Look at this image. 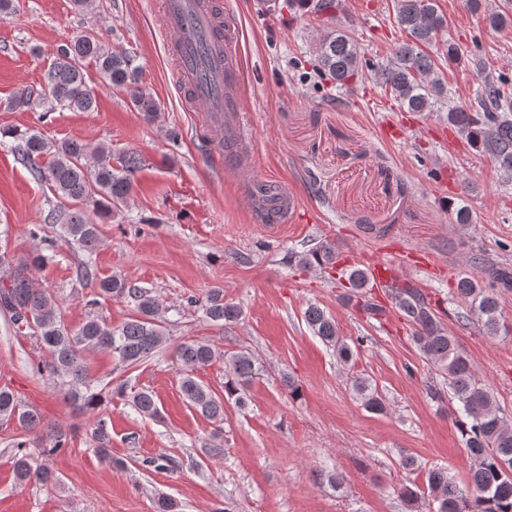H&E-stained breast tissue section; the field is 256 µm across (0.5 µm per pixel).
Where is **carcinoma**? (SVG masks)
Listing matches in <instances>:
<instances>
[{"mask_svg": "<svg viewBox=\"0 0 512 512\" xmlns=\"http://www.w3.org/2000/svg\"><path fill=\"white\" fill-rule=\"evenodd\" d=\"M291 2L322 15H330L339 7V0ZM466 4L473 13L482 15L483 22L493 30L512 25V14L506 10L491 9L483 0H466ZM394 10L397 24L407 32L408 41L395 47L386 64L372 70L348 30L331 27L313 48L316 70L341 89L372 70L375 80L391 91V97L400 107L409 112H432L447 98V87L438 63L422 46L437 40L445 24L444 15L436 0H394ZM87 60L95 63L109 85L132 88L134 109L145 119H154L159 104L151 93L137 86L138 67L133 57L110 47L93 31L56 48L44 82L35 92L36 98L49 104L48 111L95 109L96 94L83 71V62ZM448 124L499 165L505 182H512V97L506 95L501 82L484 75L477 109L448 107ZM7 137L17 141L16 152L34 179L50 184L59 198L93 206L105 222L112 218V212L126 204L134 176L142 164L134 151L116 157L104 146L91 147L75 139L51 141L26 129H1L0 139ZM50 218L60 224L63 236L87 253L99 247L100 227L89 221L83 210L53 212ZM336 260V246L326 242L300 257L299 262L325 269ZM473 263L487 273L489 285H482L475 275H465L457 280L454 296L465 305L466 316L475 318L487 335L496 337L500 332L498 296L512 290V267H487L479 256L473 258ZM26 270L25 264L0 265V313L17 332H28L47 352L48 359L37 366V372L60 380L67 386L68 397L85 410H98L102 395L81 363L82 353L106 351L127 366L146 360L165 343L158 299L121 277L103 278L98 281L97 299L90 305H98L100 298H129L134 303L135 314L116 327L92 315L79 329L71 331L63 323L58 300L47 289L35 287ZM391 295L395 306L404 314H409L410 307L418 311L412 319L414 340L425 359L448 380L452 398L461 405L462 419L458 427L473 462L469 481L462 487L448 476V469L442 466L428 469L425 485L429 512H512V422L501 413L490 389L476 378L468 358L421 294L406 284L391 289ZM188 303L199 305L214 323L232 324L242 317L238 305L224 301L220 288L211 289L202 299L192 296ZM304 321L339 361L345 364L352 361V347L339 336L336 321L324 309L316 304L308 305ZM215 357V349L205 341L181 343L175 349V358L184 369L181 390L186 400L195 411L221 423L224 399L192 376L196 368L211 363ZM263 372L264 366L248 352L225 357V393L236 397V403H244L243 394ZM352 390L366 411L386 412L385 401L369 378L353 377ZM132 403L145 417L159 415L157 401L147 390L133 394ZM0 417L18 420L31 435L13 444L15 481L20 485L33 481L42 486L57 484L59 478L47 460L65 447L66 436L59 430L44 436L39 411L23 404L7 388H0ZM91 440L99 454L110 456L112 436L102 413L95 418Z\"/></svg>", "mask_w": 512, "mask_h": 512, "instance_id": "cac0c4a2", "label": "carcinoma"}]
</instances>
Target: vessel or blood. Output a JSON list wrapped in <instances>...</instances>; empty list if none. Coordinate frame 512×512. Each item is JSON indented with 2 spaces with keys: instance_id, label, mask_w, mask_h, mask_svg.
<instances>
[{
  "instance_id": "b4317fda",
  "label": "vessel or blood",
  "mask_w": 512,
  "mask_h": 512,
  "mask_svg": "<svg viewBox=\"0 0 512 512\" xmlns=\"http://www.w3.org/2000/svg\"><path fill=\"white\" fill-rule=\"evenodd\" d=\"M223 14L222 0L160 3L161 23L171 35L167 52L189 108L199 113L213 147L223 150L228 166L243 169L251 166L253 152L242 123L240 29ZM250 201L269 224L299 216V198L281 185L252 184Z\"/></svg>"
}]
</instances>
